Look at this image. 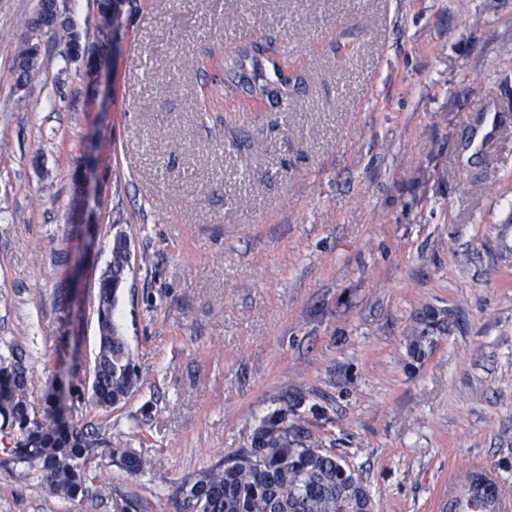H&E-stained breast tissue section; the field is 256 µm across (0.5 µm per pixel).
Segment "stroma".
<instances>
[{"label": "stroma", "instance_id": "35a3bbf8", "mask_svg": "<svg viewBox=\"0 0 512 512\" xmlns=\"http://www.w3.org/2000/svg\"><path fill=\"white\" fill-rule=\"evenodd\" d=\"M0 0V355L97 434L79 502L11 463L0 512H177L175 490L300 405L375 512H445L473 469L512 486V0H95L96 77ZM259 42L291 100L203 102ZM141 386L87 401L100 277ZM123 446L149 469L110 464ZM251 50L253 52H259L260 46L255 44L251 46L250 49L244 47L236 55L225 54L220 58H214L213 62L217 65L219 69H221L224 72H230L237 68H241L243 66V62L249 59L258 63V59L251 55Z\"/></svg>", "mask_w": 512, "mask_h": 512}]
</instances>
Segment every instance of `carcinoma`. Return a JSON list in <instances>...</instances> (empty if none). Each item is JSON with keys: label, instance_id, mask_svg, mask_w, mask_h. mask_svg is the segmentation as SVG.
<instances>
[{"label": "carcinoma", "instance_id": "1", "mask_svg": "<svg viewBox=\"0 0 512 512\" xmlns=\"http://www.w3.org/2000/svg\"><path fill=\"white\" fill-rule=\"evenodd\" d=\"M253 51H260V46L244 47L214 63L230 72L246 60H256ZM273 75L271 80L262 69L256 70L247 88L254 103L273 96L288 98L291 79L277 69ZM236 91V86L220 78L207 85L203 96L220 101ZM130 260L127 238L115 236L112 262L101 280L98 298V352L91 399L100 407L124 401L140 383L133 355L112 320L116 290ZM42 402L40 413L31 406L22 357L0 360V423L16 433L14 461L38 471L48 494L75 502L87 491L98 439L86 428L61 420L54 384L47 386ZM108 456L131 475L149 466L130 448H111ZM176 494L182 512H358V505L371 498L353 465L313 441L303 418L290 421L288 414L280 412L262 421L250 447L183 481Z\"/></svg>", "mask_w": 512, "mask_h": 512}]
</instances>
